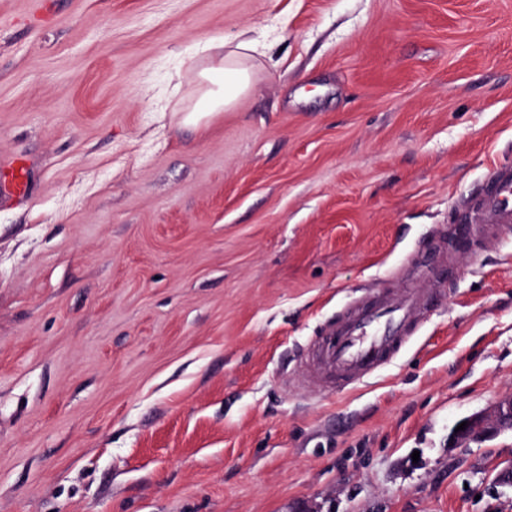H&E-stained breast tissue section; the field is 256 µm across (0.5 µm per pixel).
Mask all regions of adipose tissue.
Wrapping results in <instances>:
<instances>
[{
	"instance_id": "ef3b65f1",
	"label": "adipose tissue",
	"mask_w": 512,
	"mask_h": 512,
	"mask_svg": "<svg viewBox=\"0 0 512 512\" xmlns=\"http://www.w3.org/2000/svg\"><path fill=\"white\" fill-rule=\"evenodd\" d=\"M251 47L247 40L240 41L231 50L227 49L225 42L216 43V56L211 65L200 73L207 88L187 115V123L198 124L201 118L232 106L248 90L251 74L242 53Z\"/></svg>"
}]
</instances>
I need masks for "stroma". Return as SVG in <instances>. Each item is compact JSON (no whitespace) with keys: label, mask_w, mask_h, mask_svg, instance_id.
<instances>
[{"label":"stroma","mask_w":512,"mask_h":512,"mask_svg":"<svg viewBox=\"0 0 512 512\" xmlns=\"http://www.w3.org/2000/svg\"><path fill=\"white\" fill-rule=\"evenodd\" d=\"M252 84L186 124L205 44ZM0 512H512V0H0ZM443 247L394 361L297 386L322 329ZM10 185L14 196L23 199L28 192V167L25 159L17 157L10 163L1 166L0 164V186ZM480 208L484 224L477 225L474 231L485 244H491L503 230L512 228V166L494 169ZM464 421H467V427L453 432L454 447L476 439L492 438L502 431H512V394L502 397L489 413L473 414L459 424Z\"/></svg>","instance_id":"stroma-1"}]
</instances>
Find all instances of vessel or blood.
Wrapping results in <instances>:
<instances>
[{
  "instance_id": "1",
  "label": "vessel or blood",
  "mask_w": 512,
  "mask_h": 512,
  "mask_svg": "<svg viewBox=\"0 0 512 512\" xmlns=\"http://www.w3.org/2000/svg\"><path fill=\"white\" fill-rule=\"evenodd\" d=\"M17 198L28 192L24 158L0 165V186ZM483 222L476 235L487 244L512 228V166L494 169L481 199ZM437 294L425 288L384 290L357 298L317 337L304 367L303 382L324 393L355 386L388 364L419 331Z\"/></svg>"
}]
</instances>
